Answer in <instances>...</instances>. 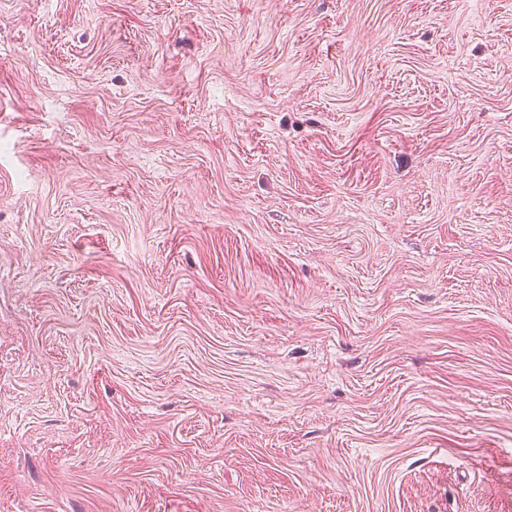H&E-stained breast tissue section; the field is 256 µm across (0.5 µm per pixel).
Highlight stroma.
Listing matches in <instances>:
<instances>
[{"label":"stroma","instance_id":"35a3bbf8","mask_svg":"<svg viewBox=\"0 0 512 512\" xmlns=\"http://www.w3.org/2000/svg\"><path fill=\"white\" fill-rule=\"evenodd\" d=\"M0 512H512V0H0Z\"/></svg>","mask_w":512,"mask_h":512}]
</instances>
